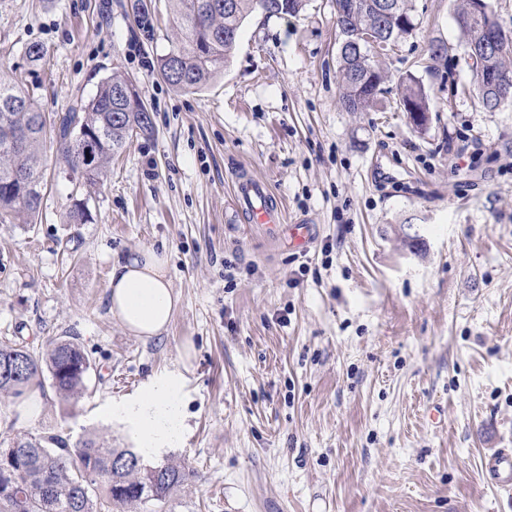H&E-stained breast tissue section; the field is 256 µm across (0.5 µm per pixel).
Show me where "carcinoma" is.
<instances>
[{
	"label": "carcinoma",
	"instance_id": "carcinoma-1",
	"mask_svg": "<svg viewBox=\"0 0 512 512\" xmlns=\"http://www.w3.org/2000/svg\"><path fill=\"white\" fill-rule=\"evenodd\" d=\"M177 6L178 44L158 60V75L182 92H197L230 64L239 32L247 17L259 10L268 17L293 16L306 0H174ZM463 0L456 23L472 52L482 22L468 19ZM341 45L337 64L342 79L341 102L347 112L375 107L386 76L377 55L345 42L358 34L386 31L397 40L416 28L413 0H332ZM406 19L411 26L399 25ZM178 55L179 74H168L169 57ZM472 64L473 85L482 107L496 109L512 96V34L502 31L497 51L479 54ZM506 81L496 87L487 77ZM401 99L418 109L422 126L427 121L428 97L409 77L402 83ZM46 120L39 100L12 83L0 82V222L39 212L41 197L29 184L14 181L15 171H28L30 184L41 185L42 146ZM152 131L148 109L132 80L109 76L87 101L73 103L54 124L58 159L82 163L84 184L94 187L106 174L112 156L127 140ZM88 356L71 339L49 343L34 352L21 343H0V394L25 398L44 394L50 382L63 399H78L88 391L91 374ZM196 471L184 458L168 455L159 462L140 448H105L95 438L76 444L48 426L39 437L20 436L0 448V512H137L150 504L162 508L171 495L192 483Z\"/></svg>",
	"mask_w": 512,
	"mask_h": 512
}]
</instances>
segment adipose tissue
I'll list each match as a JSON object with an SVG mask.
<instances>
[{
	"instance_id": "ef3b65f1",
	"label": "adipose tissue",
	"mask_w": 512,
	"mask_h": 512,
	"mask_svg": "<svg viewBox=\"0 0 512 512\" xmlns=\"http://www.w3.org/2000/svg\"><path fill=\"white\" fill-rule=\"evenodd\" d=\"M109 311L131 335L148 340L167 331L179 304L164 255L141 251L116 260L109 278ZM144 448H170L184 429L183 378L149 377L139 393L112 408Z\"/></svg>"
}]
</instances>
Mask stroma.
I'll use <instances>...</instances> for the list:
<instances>
[{
	"instance_id": "stroma-1",
	"label": "stroma",
	"mask_w": 512,
	"mask_h": 512,
	"mask_svg": "<svg viewBox=\"0 0 512 512\" xmlns=\"http://www.w3.org/2000/svg\"><path fill=\"white\" fill-rule=\"evenodd\" d=\"M133 2L0 0V81L22 80L53 119L118 72L153 117L91 189L46 145L39 215L0 223V338L39 352L70 336L94 363L82 398L46 390L33 419L0 396V441L51 426L130 447L113 404L178 372L185 432L151 455L197 476L162 512H512V491L482 477L512 448V100L488 111L473 92L461 0H416L368 112L339 103L331 0L250 15L195 93L157 74L172 0H145L143 23ZM410 76L429 99L421 128L399 95ZM242 174L314 226L306 249L235 217ZM77 199L83 224L68 221ZM147 249L166 252L180 303L144 341L113 320L108 281Z\"/></svg>"
}]
</instances>
